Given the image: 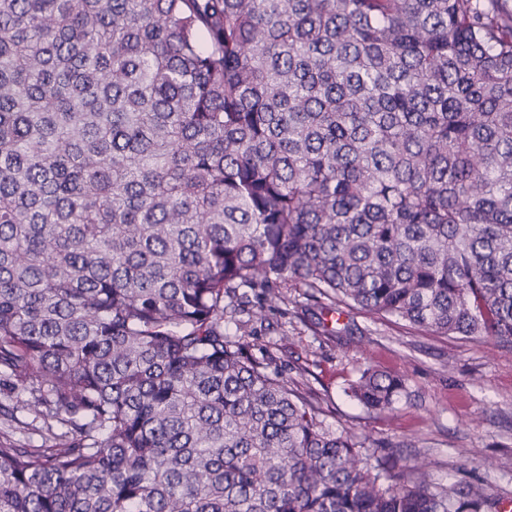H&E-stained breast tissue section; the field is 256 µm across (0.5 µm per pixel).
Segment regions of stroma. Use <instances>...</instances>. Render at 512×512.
I'll list each match as a JSON object with an SVG mask.
<instances>
[{
	"label": "stroma",
	"instance_id": "35a3bbf8",
	"mask_svg": "<svg viewBox=\"0 0 512 512\" xmlns=\"http://www.w3.org/2000/svg\"><path fill=\"white\" fill-rule=\"evenodd\" d=\"M254 355L268 356L289 384L317 400L337 430L398 445L435 482L471 474L488 493L512 500V346L478 336H433L399 321L357 312L338 317L278 304L249 325ZM404 378L389 412L367 411L347 390L364 368ZM0 383V441L44 444L49 433L31 411H13Z\"/></svg>",
	"mask_w": 512,
	"mask_h": 512
}]
</instances>
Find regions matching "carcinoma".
<instances>
[{"label": "carcinoma", "instance_id": "1", "mask_svg": "<svg viewBox=\"0 0 512 512\" xmlns=\"http://www.w3.org/2000/svg\"><path fill=\"white\" fill-rule=\"evenodd\" d=\"M285 288L512 343L507 0H0V512H498L224 334ZM9 387L0 383V441H11L23 446H40L49 438L50 432L43 420L32 411H14V401L8 397Z\"/></svg>", "mask_w": 512, "mask_h": 512}]
</instances>
